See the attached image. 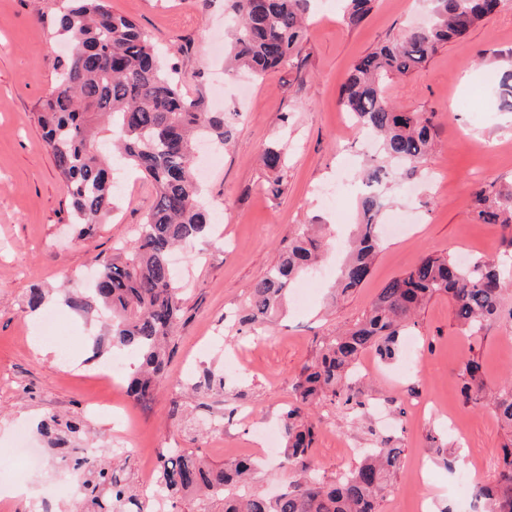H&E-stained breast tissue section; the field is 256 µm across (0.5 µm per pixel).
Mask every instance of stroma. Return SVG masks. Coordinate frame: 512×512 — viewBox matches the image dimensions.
Wrapping results in <instances>:
<instances>
[{
    "instance_id": "obj_1",
    "label": "stroma",
    "mask_w": 512,
    "mask_h": 512,
    "mask_svg": "<svg viewBox=\"0 0 512 512\" xmlns=\"http://www.w3.org/2000/svg\"><path fill=\"white\" fill-rule=\"evenodd\" d=\"M157 45L187 49L176 59L188 99L206 111L236 114L234 139L202 179L216 216L211 235L180 249L179 284L184 316L171 337V385L137 402L126 392L132 366L109 382L91 361L102 322L63 304V283L84 288L93 266L129 242L154 200L152 184L132 168L120 170L111 212L88 238L71 228L67 189L35 121L40 100L55 81L61 53L39 20L56 0H0V512H44L67 505L54 459L36 471L13 467L17 431L40 443L37 421L46 414L84 419L102 458L131 476L156 473L160 452L181 448L220 465L252 453L258 427L278 429L294 399L301 370L322 338L362 318L381 288L427 255L466 262L492 257L512 245L502 227L478 221L473 194L512 185V113L497 109L494 81L512 60V0L449 43L418 71L389 81L385 95L410 112L433 115L438 147L422 177L402 178L385 192L384 246L368 280L351 294L333 296L336 266L359 221L357 161L365 143L339 104L354 61L379 42L425 18L422 0H374L365 20L347 24L336 0H314L306 50L281 68L254 77L224 68L225 0H110ZM285 145L283 192L273 195L272 173L260 155ZM335 185L332 204L320 192ZM300 224H322L333 246L305 307L285 299L267 335L224 331V317L243 310L254 282L276 265L284 239ZM43 289V312L29 311L30 289ZM64 315L69 352L51 345L36 353L42 313ZM412 332L413 357L398 355L384 370L362 371L349 385L363 394L359 414L328 403L314 407L318 427L312 456L316 478L330 481L351 469L360 448H397L402 459L379 512H468L459 478L468 455L498 459L506 434L491 404L463 406L458 373L479 355L486 390L512 383V324L495 322L481 337L453 318L447 297L424 306ZM223 373L224 391L196 388L204 371ZM431 398L435 414L409 419L417 400ZM124 411L137 430L136 445L115 449L108 420L94 408ZM452 457L446 467L443 457ZM24 485L23 497L4 495Z\"/></svg>"
}]
</instances>
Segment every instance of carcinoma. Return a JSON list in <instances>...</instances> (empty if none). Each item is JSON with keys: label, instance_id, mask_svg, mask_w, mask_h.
Wrapping results in <instances>:
<instances>
[{"label": "carcinoma", "instance_id": "carcinoma-1", "mask_svg": "<svg viewBox=\"0 0 512 512\" xmlns=\"http://www.w3.org/2000/svg\"><path fill=\"white\" fill-rule=\"evenodd\" d=\"M351 26L361 24L372 0H339ZM430 19L387 39L359 58L342 85L339 103L357 130L380 141V155L365 170L367 195L361 197L362 220L346 259L339 268L336 291L346 295L370 276L382 247L383 207L376 188L392 173L412 176L429 156L435 137L432 117L404 112L384 94L385 82L419 69L441 48L462 38L502 0H429ZM236 24L227 62L232 69L255 75L278 68L305 48L304 18L310 0H229ZM54 34L68 44L56 65V80L42 99L37 123L48 153L63 178L78 235L112 210L116 188L113 163L119 159L141 170L154 187L153 204L135 238L122 252L99 263L96 282L66 298L84 315L107 319L109 348L126 350L140 360L127 392L140 401L167 381L165 343L182 315L169 255L179 243L204 236L212 223L201 185L194 175L195 150L201 140L230 143L234 123L224 114L207 112L187 100L177 68L168 60L184 53L173 43L160 52L133 20L112 11L108 0H61L52 15ZM504 111H512V69L499 84ZM264 166L279 172L281 150L262 153ZM477 216L484 224H500L512 234V190L480 188ZM327 243L312 226L291 232L279 262L265 271L250 293V312L234 315L233 325L257 326L274 318L293 284L317 270ZM512 267V252L462 265L450 256L423 257L391 280L371 308L348 331L321 340L318 356L299 374L295 401L282 416L283 462L302 475L275 496L238 491L254 464L241 458L214 466L192 453L160 454L158 476L164 501L194 500L200 494L223 501L221 512H379L389 491L401 449L374 448L357 465L331 483L307 475L316 442L309 412L322 400L352 410L365 406L346 383L361 353L375 349L383 359L396 355L399 336L416 326L415 315L435 296L445 295L457 323L473 335L495 321L512 323L503 268ZM483 365L469 358L459 373L463 404L484 398ZM496 416L508 430L494 482L480 486L475 498L483 512H512V387L492 394ZM38 432L84 477L83 512H143L139 496L115 470L81 454L84 425L42 419Z\"/></svg>", "mask_w": 512, "mask_h": 512}]
</instances>
